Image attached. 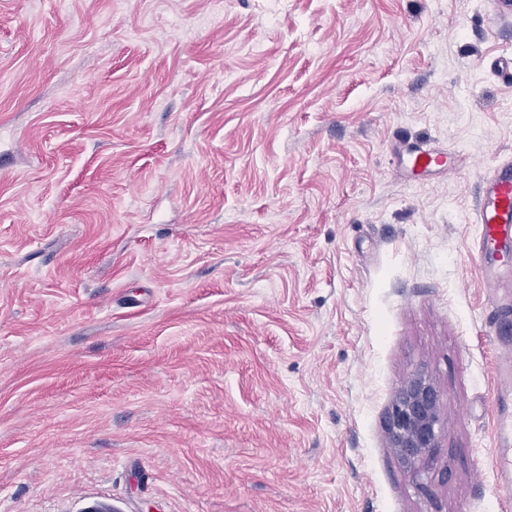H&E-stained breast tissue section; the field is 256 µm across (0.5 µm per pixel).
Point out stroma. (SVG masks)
<instances>
[{"label":"stroma","mask_w":512,"mask_h":512,"mask_svg":"<svg viewBox=\"0 0 512 512\" xmlns=\"http://www.w3.org/2000/svg\"><path fill=\"white\" fill-rule=\"evenodd\" d=\"M506 52L503 0H0V512H496ZM409 164L421 173L428 172L441 166L439 154L424 146H412L406 149ZM477 226L474 254L486 295L481 331L491 336L493 367L491 460L494 491L501 512L512 509V264L500 262L512 247V161L498 162L481 185L474 213ZM511 266V267H510ZM386 429L391 448L418 477L416 466L433 460L443 432L438 392L423 373L414 371L397 389Z\"/></svg>","instance_id":"stroma-1"}]
</instances>
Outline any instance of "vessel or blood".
Segmentation results:
<instances>
[{
	"mask_svg": "<svg viewBox=\"0 0 512 512\" xmlns=\"http://www.w3.org/2000/svg\"><path fill=\"white\" fill-rule=\"evenodd\" d=\"M409 164L419 172L441 166L438 153L424 146L406 150ZM475 254L486 295L481 331L495 349L493 367L492 436L496 454L491 460L499 512H512V265L501 262L512 248V161L498 162L481 185L474 213Z\"/></svg>",
	"mask_w": 512,
	"mask_h": 512,
	"instance_id": "b4317fda",
	"label": "vessel or blood"
}]
</instances>
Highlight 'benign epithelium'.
<instances>
[{
    "instance_id": "7a95c632",
    "label": "benign epithelium",
    "mask_w": 512,
    "mask_h": 512,
    "mask_svg": "<svg viewBox=\"0 0 512 512\" xmlns=\"http://www.w3.org/2000/svg\"><path fill=\"white\" fill-rule=\"evenodd\" d=\"M390 447L414 476L417 465L433 460L443 432L438 392L426 376L415 371L397 389L386 416Z\"/></svg>"
}]
</instances>
